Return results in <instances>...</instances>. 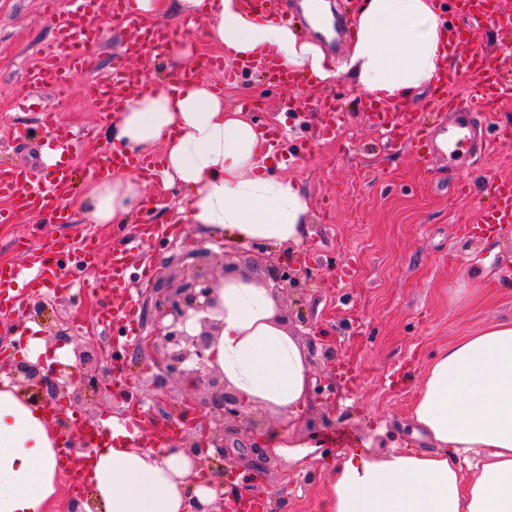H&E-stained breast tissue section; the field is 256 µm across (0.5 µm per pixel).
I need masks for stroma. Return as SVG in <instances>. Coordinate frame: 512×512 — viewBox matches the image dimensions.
<instances>
[{"label": "stroma", "instance_id": "obj_1", "mask_svg": "<svg viewBox=\"0 0 512 512\" xmlns=\"http://www.w3.org/2000/svg\"><path fill=\"white\" fill-rule=\"evenodd\" d=\"M168 24L195 49L182 63L184 73L221 86L225 105L250 100L260 127H280L289 151L305 152L303 162L274 171L296 179L306 194L308 234L301 245L277 247L217 238L183 222L175 235L143 240L140 249L153 273L147 282L129 285L140 295L141 333L160 327L151 306L157 286L174 288L201 272L219 274L223 260L244 267L259 253L268 265L311 268L313 281L302 302L282 301L280 314L289 332L301 337L313 382L330 375L336 380L333 391L313 392L293 430L298 440L315 445V455L268 464L243 447L231 452L239 457L236 472L256 478L271 512H324L328 474L339 453L363 446L375 455L393 446L421 449L407 429L426 365L457 336L512 316V230L485 236L474 229L482 221L478 201L489 180L512 179V142H493L486 157L468 168L450 167L441 156L422 161L413 151L386 147L384 133L369 123L361 94L346 79L323 88L302 82L288 88L269 82L256 65L239 82L228 83L222 71L201 65L203 57L217 53L207 42L205 18L188 26L173 15ZM95 27L89 68L72 71L63 87L37 93L28 73L54 43L44 0H0V114L35 127L47 109L71 127L79 136L72 158L78 188L95 154L106 147L102 130L108 124L86 99L85 86L110 73L118 58L149 84L173 73L165 60L120 58L131 33L110 12H102ZM326 94L345 104L343 125L332 139L323 137V116L313 109ZM149 199L141 215L119 228L53 224L32 212L15 223H0V263L22 262L18 242L26 237L42 243L89 234L98 244L99 261L107 262L139 225L166 224L185 205L174 189L153 191ZM64 273L82 288L81 303L47 290L0 315V365L21 359L23 343L8 329L28 316L37 300L44 304L42 333L65 321L103 349L118 334L119 323L103 326L96 318L101 307L116 304V296L96 288L89 269L70 263ZM326 347L331 357H323ZM156 375L152 362L127 346L120 376L145 410L138 438L146 448L153 445L154 431L175 434V408L190 393L175 378L157 385Z\"/></svg>", "mask_w": 512, "mask_h": 512}]
</instances>
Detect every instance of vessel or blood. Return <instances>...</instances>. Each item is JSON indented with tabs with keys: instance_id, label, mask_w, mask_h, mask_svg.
I'll return each mask as SVG.
<instances>
[{
	"instance_id": "vessel-or-blood-1",
	"label": "vessel or blood",
	"mask_w": 512,
	"mask_h": 512,
	"mask_svg": "<svg viewBox=\"0 0 512 512\" xmlns=\"http://www.w3.org/2000/svg\"><path fill=\"white\" fill-rule=\"evenodd\" d=\"M126 0H112V15L125 27L133 31L151 29L150 40L128 43L126 54L142 56L154 55L165 50L169 33L158 23H147L139 15L125 7ZM459 10L475 21L487 20L498 30L512 34V11L505 9L502 0H455ZM98 12V0H69L66 12L53 15L56 33L55 45L64 53L70 66L82 67L88 64L89 43L94 40L90 20ZM501 52L478 46L450 65L444 81V100L450 117L441 133L425 126L420 113L399 112L393 109L371 111L374 123L386 129L394 138L402 139L410 135H421L429 152L455 158L464 147L473 144L478 119L484 112L492 110L499 100L512 92V80L505 79L499 67ZM475 72L481 77L480 83L471 85L465 98H458L457 85L468 73ZM65 80V74L54 59H47L34 68L29 81L36 88H53ZM138 74L126 67L113 69L108 81H97L87 88L88 95L101 112L114 109L127 89L137 86ZM43 145L50 150L54 162L49 174L42 175L22 166L4 167L0 165V198L9 199L12 210H0V223H12L19 212L48 213L58 223H65L64 201L70 194L73 171L67 162L75 138L73 133L60 125L54 115H46L43 122ZM483 224L493 229L512 224V181L500 179L492 181L488 200L482 205ZM25 261L20 266L0 265V313L13 311L20 305L24 290L33 291L56 287L64 279L61 262L72 256L80 264L94 268L97 286L104 291L119 290L130 276L148 277V267H133L132 256L127 252L113 254L108 263L97 260V246L93 239L86 238L73 242L64 238L45 244L28 245L24 248ZM137 302L127 301L116 308H102L97 313L100 321L107 322L120 316L125 320L124 334L132 337L138 332L132 318Z\"/></svg>"
}]
</instances>
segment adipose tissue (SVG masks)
I'll return each instance as SVG.
<instances>
[{
    "label": "adipose tissue",
    "mask_w": 512,
    "mask_h": 512,
    "mask_svg": "<svg viewBox=\"0 0 512 512\" xmlns=\"http://www.w3.org/2000/svg\"><path fill=\"white\" fill-rule=\"evenodd\" d=\"M129 7L151 21L206 13L209 41L229 58L270 59L318 82L345 77L368 99L395 108L434 87L453 35L438 0H363L348 57L336 67L319 45L278 18L247 11L243 0H129ZM104 136L117 154L159 160L133 177L89 175L82 223H128L149 186L159 185L181 192L188 223L242 242L303 243L306 196L294 180L272 175L262 132L247 112L226 108L213 85L184 77L144 87L118 102ZM219 295L223 328L209 365L248 406L280 415L271 452L300 461L306 446L289 441L286 425L309 405L307 355L282 321L273 289L238 274ZM410 429L432 450L345 453L333 473L329 512H512V318L459 337L434 357ZM61 444L54 421L0 375V512H49ZM200 471L183 449L134 446L118 422L91 454L100 512H192L194 503L216 498Z\"/></svg>",
    "instance_id": "1"
}]
</instances>
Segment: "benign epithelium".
Masks as SVG:
<instances>
[{"mask_svg":"<svg viewBox=\"0 0 512 512\" xmlns=\"http://www.w3.org/2000/svg\"><path fill=\"white\" fill-rule=\"evenodd\" d=\"M240 272L236 265H227L219 275H197L176 288L154 290L153 310L158 319H169L162 331L146 336L139 344L143 357L155 360V366L166 377L184 379L203 390L196 397L186 398L177 415L182 425V436L177 447L190 455L204 459L209 450L224 454V446L238 439L242 433L256 434L249 442L254 455L262 454L260 423L251 417L244 401L224 384V375L209 368V350L222 323L212 318L222 309L218 295L224 277ZM273 282L275 292L295 301L301 300L310 286L312 276L307 270L290 266H271L266 276L256 278L265 286ZM195 318L200 331L191 334L186 323ZM50 340L73 345L74 365L68 373L42 361L36 363L22 360L0 368L12 382L29 393L31 400L41 404H59L64 407H80L87 398L94 404L106 408L117 398L113 387L118 385L115 363L119 355L106 354L95 348L92 340L85 336H72L63 327L58 328ZM59 426L63 430H74L71 451L85 454L89 443L82 437L83 424H72L62 417Z\"/></svg>","mask_w":512,"mask_h":512,"instance_id":"obj_1","label":"benign epithelium"}]
</instances>
